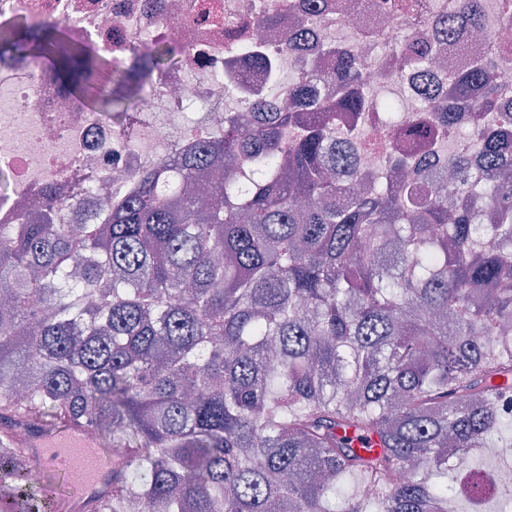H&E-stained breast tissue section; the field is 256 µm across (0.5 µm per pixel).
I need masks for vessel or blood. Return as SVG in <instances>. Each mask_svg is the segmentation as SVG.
<instances>
[{"instance_id": "1", "label": "vessel or blood", "mask_w": 512, "mask_h": 512, "mask_svg": "<svg viewBox=\"0 0 512 512\" xmlns=\"http://www.w3.org/2000/svg\"><path fill=\"white\" fill-rule=\"evenodd\" d=\"M20 446L32 476L58 512H77L81 503L103 497L112 485V457L100 450L98 442L87 439L84 427H36ZM76 472L82 473L83 482L73 493H62L56 477Z\"/></svg>"}]
</instances>
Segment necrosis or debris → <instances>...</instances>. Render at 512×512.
I'll return each instance as SVG.
<instances>
[{
	"label": "necrosis or debris",
	"mask_w": 512,
	"mask_h": 512,
	"mask_svg": "<svg viewBox=\"0 0 512 512\" xmlns=\"http://www.w3.org/2000/svg\"><path fill=\"white\" fill-rule=\"evenodd\" d=\"M308 0H0V15L21 13L34 23H64L113 62H130L145 38L185 43L189 62L159 75L150 94L141 97L123 124L87 111L45 70L32 61H0V171L9 176L0 193V224L37 217L47 192L59 199L62 224H84L89 213L105 215L124 200L135 174L146 162L194 151L198 140L218 141L224 112L212 109L205 122L186 128V103L215 100L232 86L236 111L255 98L287 99L292 79L309 66L325 73L336 68L325 46L355 50L369 64V85L392 91L415 111L421 94L412 72L401 69L395 50L408 46L413 34L428 31L434 18L447 15L456 0H325L321 12L306 15ZM491 0L485 24L494 43L470 41L468 56L478 60L506 57L510 66L496 70L498 84L512 97V28L499 27ZM275 20L263 24L266 15ZM309 21L315 41L308 51L285 49L283 36ZM249 39L286 80L272 79L252 64L238 45Z\"/></svg>",
	"instance_id": "necrosis-or-debris-1"
}]
</instances>
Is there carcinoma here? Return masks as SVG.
<instances>
[{
  "mask_svg": "<svg viewBox=\"0 0 512 512\" xmlns=\"http://www.w3.org/2000/svg\"><path fill=\"white\" fill-rule=\"evenodd\" d=\"M458 0L435 43L482 29ZM20 51L86 106L123 122L186 47L147 41L114 66L62 22L0 18ZM284 110L260 98L224 114L221 151L152 161L103 224H0V512H54L12 440L46 423L126 448L87 512H461L448 484L473 449L512 453V99L494 62L471 61L424 98L410 172L392 190L359 178L342 114L372 108L359 57L335 51ZM430 72L433 54L402 55ZM472 119L465 149L424 165ZM224 181L190 196L197 173ZM479 198L492 216L474 221Z\"/></svg>",
  "mask_w": 512,
  "mask_h": 512,
  "instance_id": "cac0c4a2",
  "label": "carcinoma"
}]
</instances>
